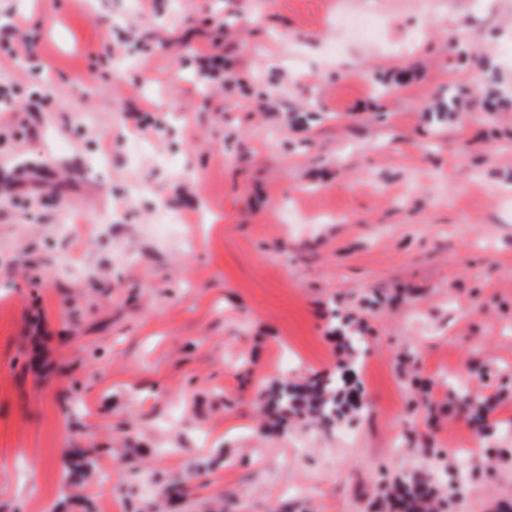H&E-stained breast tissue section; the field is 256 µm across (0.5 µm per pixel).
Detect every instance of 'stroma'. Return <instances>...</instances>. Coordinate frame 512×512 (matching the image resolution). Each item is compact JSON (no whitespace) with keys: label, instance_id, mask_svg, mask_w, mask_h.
Listing matches in <instances>:
<instances>
[{"label":"stroma","instance_id":"obj_1","mask_svg":"<svg viewBox=\"0 0 512 512\" xmlns=\"http://www.w3.org/2000/svg\"><path fill=\"white\" fill-rule=\"evenodd\" d=\"M343 11L379 34L325 55ZM0 73V160L49 168L0 197V512L512 507V401L475 447L451 404L512 392V0H0ZM345 365L348 437L275 427ZM222 59L219 55L200 54L198 73L200 79L224 87V71H220Z\"/></svg>","mask_w":512,"mask_h":512}]
</instances>
